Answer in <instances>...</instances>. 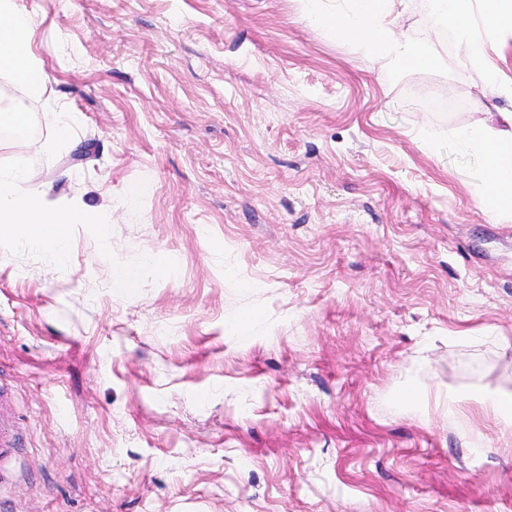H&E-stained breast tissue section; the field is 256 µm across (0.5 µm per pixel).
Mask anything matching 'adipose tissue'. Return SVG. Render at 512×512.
<instances>
[{
    "mask_svg": "<svg viewBox=\"0 0 512 512\" xmlns=\"http://www.w3.org/2000/svg\"><path fill=\"white\" fill-rule=\"evenodd\" d=\"M36 26L33 12L19 0H0V71L39 94L46 74L31 42ZM460 147L482 161L484 209L512 216V112L480 113L457 135ZM100 208L51 197L26 158L0 168V230L13 231L17 244L58 262L66 257L70 231L76 224L102 223Z\"/></svg>",
    "mask_w": 512,
    "mask_h": 512,
    "instance_id": "ef3b65f1",
    "label": "adipose tissue"
}]
</instances>
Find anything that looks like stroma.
<instances>
[{
  "label": "stroma",
  "mask_w": 512,
  "mask_h": 512,
  "mask_svg": "<svg viewBox=\"0 0 512 512\" xmlns=\"http://www.w3.org/2000/svg\"><path fill=\"white\" fill-rule=\"evenodd\" d=\"M24 3L49 80L0 72V167L111 224L0 238V512H512V433L433 401L512 390V220L454 138L512 99L466 49L393 82L302 0ZM54 112L52 119L53 137L58 143H68L72 138L75 126L79 122V116L76 112H70L64 106Z\"/></svg>",
  "instance_id": "35a3bbf8"
}]
</instances>
